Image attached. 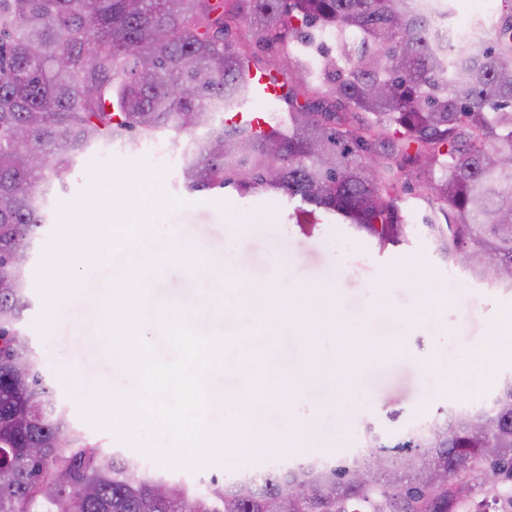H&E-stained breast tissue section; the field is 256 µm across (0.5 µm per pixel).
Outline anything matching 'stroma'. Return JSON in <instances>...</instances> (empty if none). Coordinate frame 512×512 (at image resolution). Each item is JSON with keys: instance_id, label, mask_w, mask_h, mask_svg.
I'll use <instances>...</instances> for the list:
<instances>
[{"instance_id": "obj_1", "label": "stroma", "mask_w": 512, "mask_h": 512, "mask_svg": "<svg viewBox=\"0 0 512 512\" xmlns=\"http://www.w3.org/2000/svg\"><path fill=\"white\" fill-rule=\"evenodd\" d=\"M228 42L247 54L252 70L271 73L297 104L321 112L340 111L333 99L295 83L293 74L302 58L295 39L275 46L257 42L241 18ZM165 140L169 151L162 163L169 172L163 188L188 205L158 218L145 248L160 251L185 239L205 261L225 262L227 275L241 268L260 283L273 268H280L272 300L284 306L285 312L277 325L259 323L244 310L227 318L221 308L241 300L237 289L211 278L150 273L142 331L159 356L167 361L175 357L159 323L161 308L175 305L202 334L259 327L250 348L273 359L282 372H289L307 353L308 321L288 311L286 305L306 288H337L338 316L355 325L359 335L355 394L342 399L336 385L324 380L316 384L301 412L308 448L295 447L281 435L280 410L272 405L263 420L248 423L249 451L240 455L239 469H259L304 457H345L359 447L369 424L386 440H400L438 408L481 404L497 393L504 378L512 376V348L486 347L487 340L498 335L502 321L512 315V295L484 288L462 273L449 279L447 263L438 258L425 233H415L408 244L382 249L297 199L275 200L263 193L242 197L230 187L188 190L182 166L191 138L169 134ZM150 146L147 140L134 150L91 143L75 157L63 182L53 183L45 202L48 214H55L58 201L72 199L85 186V167L91 159H137L148 156ZM84 280L83 293L61 306L48 337H40L34 328L41 309L34 292L19 329L73 425L90 442L115 450L119 444L112 434L94 430L80 419L58 378L60 370L72 369L86 387L99 379L109 380L115 364L101 332L100 303L111 279L100 267L85 271ZM470 351L486 352L487 357L469 367L464 384H443L439 369Z\"/></svg>"}]
</instances>
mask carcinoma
I'll list each match as a JSON object with an SVG mask.
<instances>
[{
	"instance_id": "carcinoma-1",
	"label": "carcinoma",
	"mask_w": 512,
	"mask_h": 512,
	"mask_svg": "<svg viewBox=\"0 0 512 512\" xmlns=\"http://www.w3.org/2000/svg\"><path fill=\"white\" fill-rule=\"evenodd\" d=\"M0 0V512H470L456 482L471 472L512 505V377L482 405L439 409L389 446L368 424L356 453L302 458L175 483L69 424L18 324L26 268L46 224L38 183L67 173L92 140L206 130L185 152L191 191L233 187L298 198L379 246L408 241L409 166L436 201L426 223L438 257L474 282L512 292V15L478 23L457 50L437 37L447 0ZM260 42L304 48L296 79L316 78L349 112L296 106L268 130L215 121L255 95L246 56L224 41L240 15ZM337 43L323 51L317 36ZM398 135L404 148L384 140ZM477 251L478 264L460 258Z\"/></svg>"
}]
</instances>
